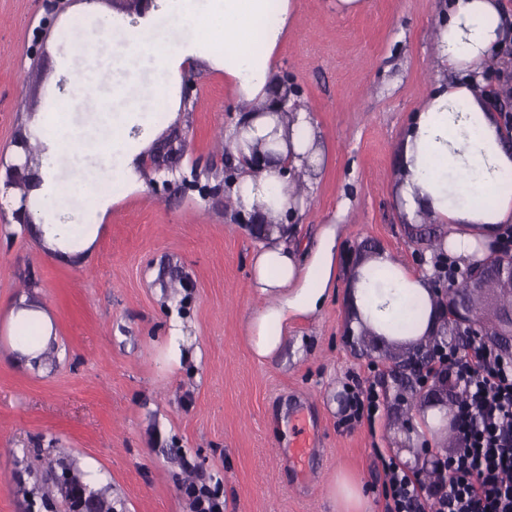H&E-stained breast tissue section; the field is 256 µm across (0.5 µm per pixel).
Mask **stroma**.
<instances>
[{"label": "stroma", "instance_id": "1", "mask_svg": "<svg viewBox=\"0 0 512 512\" xmlns=\"http://www.w3.org/2000/svg\"><path fill=\"white\" fill-rule=\"evenodd\" d=\"M440 3L369 0L364 12L341 15L336 0H295L298 23L278 48V75L299 89L296 102L325 141L297 242L309 260L320 232L336 225V280L315 314L289 321L285 351L261 360L246 326L259 304L257 240L226 203L232 160L215 163L241 116L223 71L200 61L185 73L190 100L176 116L148 96L136 102L152 113L156 141L186 140L171 159L173 186L154 187L143 171L131 190L114 182L106 159L81 168L63 157V176L117 197L90 253L66 263L32 232L10 228L25 190L12 169L14 141L58 110L88 139H107L105 115L124 104L108 81L83 100H60L59 47L76 63L87 48L78 0L34 58L46 0H0V512H70L75 484L92 491L90 512H192V484L219 488L224 512H336L329 488L342 474L362 486L372 512H384L380 454L414 471L432 443L397 429L406 415L390 369L402 352L350 333L346 271L371 250L413 266L427 253L395 206L397 143L428 90ZM22 299L50 313L58 337L39 373L10 360L7 312ZM174 311L202 359L168 371L161 348ZM377 380L380 419L345 425L349 388ZM301 401L323 450L303 483L278 462L291 436L280 411ZM404 440L411 448L402 452ZM432 445L444 455L454 448L445 436Z\"/></svg>", "mask_w": 512, "mask_h": 512}]
</instances>
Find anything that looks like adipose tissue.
Segmentation results:
<instances>
[{
  "mask_svg": "<svg viewBox=\"0 0 512 512\" xmlns=\"http://www.w3.org/2000/svg\"><path fill=\"white\" fill-rule=\"evenodd\" d=\"M83 11L90 29L120 35L123 54L116 68L138 65L149 74L157 107L178 106L181 71L196 60L223 70L243 106L231 142L232 161L263 155L231 186L240 211L260 223L252 260L253 286L276 304L250 320L248 344L259 358L277 356L289 317L317 310L332 285L334 231L326 229L308 265H300L291 217L302 212L292 173L315 181L324 150L314 116L298 108L276 111L284 89L274 56L296 20L294 0H153L145 15L100 14L94 0ZM512 42V20L500 0H449L447 17L437 26L434 56L438 74L426 103L402 130L399 148V212L412 224H438L443 246L459 267L486 259L497 250L512 224V139L478 74ZM223 56H215V44ZM154 132L151 113L136 106L112 117V135L102 151L121 184L134 186L141 161L139 138ZM32 143L42 145L30 214L34 230L57 257L74 259L95 242L111 200L92 183L58 176L59 159L81 142L71 121L60 117L30 128ZM431 270H420L376 250L347 273L348 315L355 331L385 342L435 334ZM7 340L15 366L30 372L45 368L46 352L56 340L51 317L33 304L11 307Z\"/></svg>",
  "mask_w": 512,
  "mask_h": 512,
  "instance_id": "adipose-tissue-1",
  "label": "adipose tissue"
}]
</instances>
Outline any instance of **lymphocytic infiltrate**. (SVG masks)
<instances>
[{"label":"lymphocytic infiltrate","mask_w":512,"mask_h":512,"mask_svg":"<svg viewBox=\"0 0 512 512\" xmlns=\"http://www.w3.org/2000/svg\"><path fill=\"white\" fill-rule=\"evenodd\" d=\"M427 369L447 377L458 400L457 446L432 487L383 457L384 512H512V360L489 345L441 344Z\"/></svg>","instance_id":"lymphocytic-infiltrate-1"}]
</instances>
